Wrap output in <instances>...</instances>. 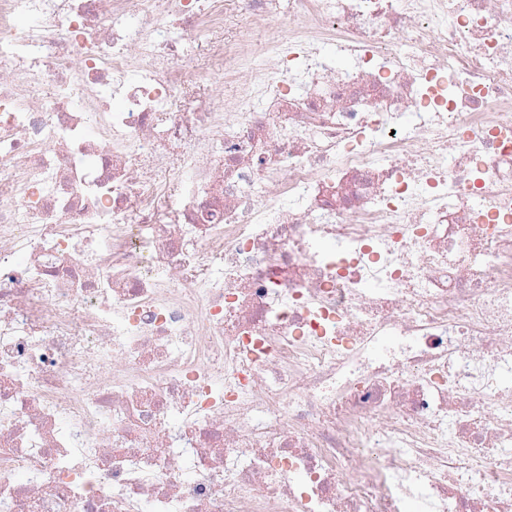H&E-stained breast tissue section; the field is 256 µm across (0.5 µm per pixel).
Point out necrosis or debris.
<instances>
[{
	"mask_svg": "<svg viewBox=\"0 0 512 512\" xmlns=\"http://www.w3.org/2000/svg\"><path fill=\"white\" fill-rule=\"evenodd\" d=\"M511 375L512 0H0V512H512Z\"/></svg>",
	"mask_w": 512,
	"mask_h": 512,
	"instance_id": "4bbe7bcc",
	"label": "necrosis or debris"
}]
</instances>
